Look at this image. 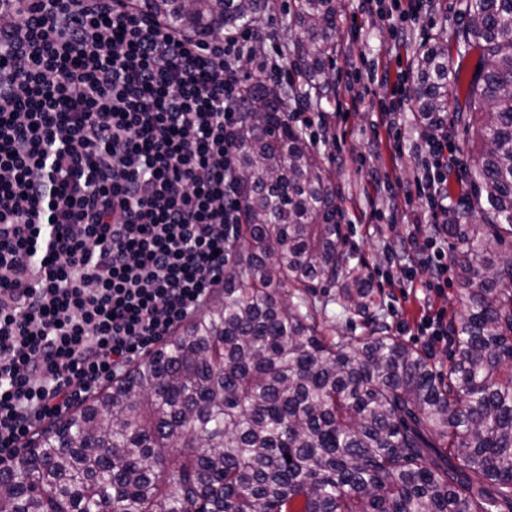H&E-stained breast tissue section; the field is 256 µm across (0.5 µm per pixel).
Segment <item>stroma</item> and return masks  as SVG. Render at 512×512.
<instances>
[{"label": "stroma", "mask_w": 512, "mask_h": 512, "mask_svg": "<svg viewBox=\"0 0 512 512\" xmlns=\"http://www.w3.org/2000/svg\"><path fill=\"white\" fill-rule=\"evenodd\" d=\"M441 8H430L423 27L411 31L401 44L397 55L403 71H410L414 50L439 31L456 24L454 0H441ZM391 0H372L371 10L361 13L358 0H337L336 40H344L350 27H362L360 39L344 52H337L333 68H356L358 80L352 81L351 92L365 96L366 102L358 111L343 117L335 112L333 100L321 103L326 125L308 126L307 132L317 142L326 157V163L335 175L336 187L343 210L347 237L343 251L349 265L371 282L374 296L369 317L344 311L333 303L334 289L317 291V303L325 304L323 320L333 336L364 335L370 322L385 326L389 333L400 336L407 343L425 351L436 368L448 365L450 341L431 340L419 330L422 317L429 312H445L449 320H457L464 309L465 297L458 286L456 274H449L443 291L432 289V271L418 274L413 282L390 284L387 277L399 269L400 255L394 245L411 230L402 220L404 208L423 209L425 199L415 187V178L421 173L423 142L416 125L411 102L397 108L390 127L377 125L370 107L371 101L390 100L392 88L372 85L366 78L369 67L385 64L390 41L389 21ZM346 127L347 136L340 144L330 141V128ZM389 175L391 185L376 200L375 216L362 215L363 192L370 172Z\"/></svg>", "instance_id": "stroma-1"}]
</instances>
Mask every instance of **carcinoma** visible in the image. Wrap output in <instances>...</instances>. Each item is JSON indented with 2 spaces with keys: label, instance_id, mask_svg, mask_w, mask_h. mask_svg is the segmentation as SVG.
I'll return each mask as SVG.
<instances>
[{
  "label": "carcinoma",
  "instance_id": "cac0c4a2",
  "mask_svg": "<svg viewBox=\"0 0 512 512\" xmlns=\"http://www.w3.org/2000/svg\"><path fill=\"white\" fill-rule=\"evenodd\" d=\"M276 2L138 7L204 41ZM456 2L458 26L414 53L412 95L425 134L479 142L448 207L466 291L448 367L381 328L323 330L317 286L363 317L373 288L348 268L333 173L285 111L336 94V0H290L294 79L248 83L224 298L41 431L0 471V512H512V250L488 247L512 238V0Z\"/></svg>",
  "mask_w": 512,
  "mask_h": 512
}]
</instances>
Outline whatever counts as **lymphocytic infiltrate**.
<instances>
[{
    "mask_svg": "<svg viewBox=\"0 0 512 512\" xmlns=\"http://www.w3.org/2000/svg\"><path fill=\"white\" fill-rule=\"evenodd\" d=\"M136 0H0V458L221 285L238 217L242 59ZM437 217L455 159L425 141Z\"/></svg>",
    "mask_w": 512,
    "mask_h": 512,
    "instance_id": "f902f5d3",
    "label": "lymphocytic infiltrate"
}]
</instances>
